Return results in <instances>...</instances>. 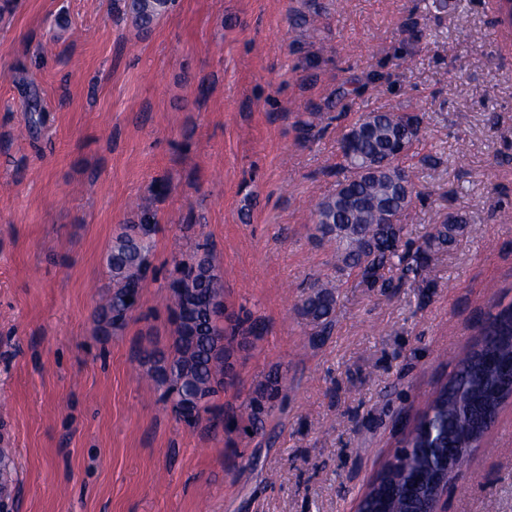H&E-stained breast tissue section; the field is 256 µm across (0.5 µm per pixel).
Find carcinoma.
Masks as SVG:
<instances>
[{
    "label": "carcinoma",
    "mask_w": 512,
    "mask_h": 512,
    "mask_svg": "<svg viewBox=\"0 0 512 512\" xmlns=\"http://www.w3.org/2000/svg\"><path fill=\"white\" fill-rule=\"evenodd\" d=\"M174 0H124V14L139 31L151 28L167 13ZM360 132L341 142L343 178L336 190L314 207L315 230L320 239L336 245V270L368 288L387 290L384 268L398 261L420 278L436 255L450 248L467 231L466 221L450 215L433 226L422 244L402 247V217L411 209L417 191L414 171L394 154L397 143L418 140V115L402 112H369L359 119ZM140 223L117 235L109 248L106 269L112 291L97 309L99 328L107 333L122 330L141 303L147 279L151 239L158 230L155 216L143 206ZM176 276L168 283L174 336L170 353L144 355L148 374L171 399L179 419L197 426L212 413V398L224 384L225 369L238 337L259 336L257 323L224 317V281L213 261L208 243L196 244L192 253L174 259ZM336 283L318 279L309 286L298 306L300 316L317 330L329 332L336 315ZM479 348L460 359L454 374L434 394L426 411L404 440L410 449L403 467L381 470L380 480L367 503L382 512H409L403 496L409 481H430L427 459L421 449L448 453L458 469L467 466L494 424L504 401L512 396V306L490 314L478 327ZM275 375L259 385L250 398L248 425L262 429L275 408L280 392ZM10 449L0 448V504H13L18 488L8 473Z\"/></svg>",
    "instance_id": "1"
}]
</instances>
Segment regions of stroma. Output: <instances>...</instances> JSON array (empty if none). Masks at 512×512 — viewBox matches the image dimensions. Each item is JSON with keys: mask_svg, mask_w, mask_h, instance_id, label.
<instances>
[{"mask_svg": "<svg viewBox=\"0 0 512 512\" xmlns=\"http://www.w3.org/2000/svg\"><path fill=\"white\" fill-rule=\"evenodd\" d=\"M497 17L496 0H176L142 34L114 0L0 12V442L17 512H356L493 305H512ZM377 111L422 119L405 241L451 213L469 228L431 288L398 265L385 292L343 283L320 337L298 304L336 260L312 207L342 177L344 134ZM141 204L158 219L142 306L106 334L104 256ZM204 240L228 314L265 326L214 406L242 414L269 374L288 379L257 432L186 427L141 362L172 343L173 257ZM442 507L512 512V399Z\"/></svg>", "mask_w": 512, "mask_h": 512, "instance_id": "obj_1", "label": "stroma"}]
</instances>
